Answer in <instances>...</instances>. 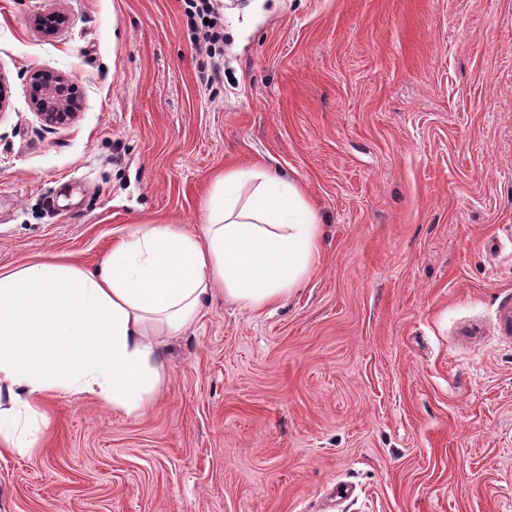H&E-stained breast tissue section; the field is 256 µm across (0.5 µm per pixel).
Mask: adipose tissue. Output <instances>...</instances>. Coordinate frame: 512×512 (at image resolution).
<instances>
[{
	"label": "adipose tissue",
	"instance_id": "obj_1",
	"mask_svg": "<svg viewBox=\"0 0 512 512\" xmlns=\"http://www.w3.org/2000/svg\"><path fill=\"white\" fill-rule=\"evenodd\" d=\"M204 221L201 238L140 225L92 271L50 260L0 271V447L34 449L49 395L143 412L168 380L165 340L197 322L214 285L245 309L276 304L309 278L322 246L298 184L264 168L217 178Z\"/></svg>",
	"mask_w": 512,
	"mask_h": 512
}]
</instances>
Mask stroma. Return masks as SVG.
Returning a JSON list of instances; mask_svg holds the SVG:
<instances>
[{
    "label": "stroma",
    "mask_w": 512,
    "mask_h": 512,
    "mask_svg": "<svg viewBox=\"0 0 512 512\" xmlns=\"http://www.w3.org/2000/svg\"><path fill=\"white\" fill-rule=\"evenodd\" d=\"M223 4L211 95L182 0H0V270L200 233L250 166L323 228L276 307L215 290L143 413L49 398L0 512H512V0ZM35 70L71 79V123L38 118Z\"/></svg>",
    "instance_id": "stroma-1"
}]
</instances>
